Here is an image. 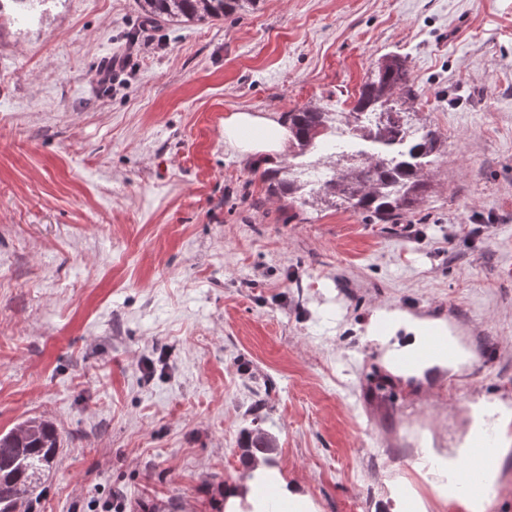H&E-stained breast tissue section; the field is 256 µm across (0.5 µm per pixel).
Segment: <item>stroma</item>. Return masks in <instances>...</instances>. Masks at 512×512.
<instances>
[{
	"label": "stroma",
	"mask_w": 512,
	"mask_h": 512,
	"mask_svg": "<svg viewBox=\"0 0 512 512\" xmlns=\"http://www.w3.org/2000/svg\"><path fill=\"white\" fill-rule=\"evenodd\" d=\"M388 53L443 143L430 197L400 224L294 218L264 156L225 150V116L348 110ZM379 308L447 323L467 361L392 375ZM505 409L512 0H261L152 26L137 0L0 8V431L39 416L62 437L38 512H224L255 426L315 512H512ZM489 429L478 492L459 467Z\"/></svg>",
	"instance_id": "35a3bbf8"
}]
</instances>
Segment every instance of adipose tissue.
I'll list each match as a JSON object with an SVG mask.
<instances>
[{
    "mask_svg": "<svg viewBox=\"0 0 512 512\" xmlns=\"http://www.w3.org/2000/svg\"><path fill=\"white\" fill-rule=\"evenodd\" d=\"M224 144L242 155L286 154L292 136L286 125L268 116L254 112H234L224 119ZM371 324L387 323L388 330L380 336V345H388L396 334H403L404 351L421 348L428 335L443 332L441 321L420 317L407 311H375ZM264 463H256L251 474L239 479L224 491V512H241L242 503H249L252 512H307L309 497L295 485L279 481L276 498L269 501L256 496L255 477L264 472Z\"/></svg>",
    "mask_w": 512,
    "mask_h": 512,
    "instance_id": "ef3b65f1",
    "label": "adipose tissue"
}]
</instances>
